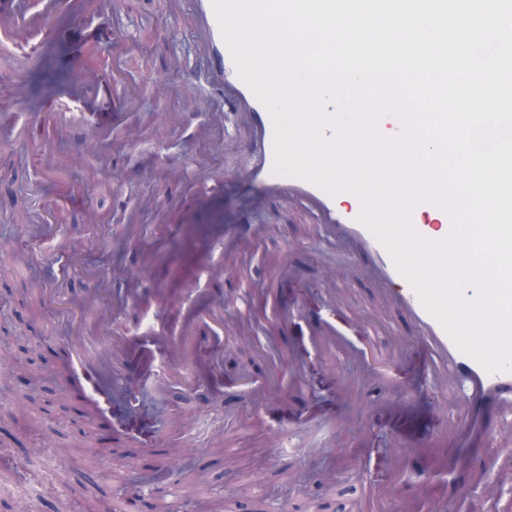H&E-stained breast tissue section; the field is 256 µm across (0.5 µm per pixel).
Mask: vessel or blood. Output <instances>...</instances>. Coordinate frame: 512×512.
Segmentation results:
<instances>
[{
	"mask_svg": "<svg viewBox=\"0 0 512 512\" xmlns=\"http://www.w3.org/2000/svg\"><path fill=\"white\" fill-rule=\"evenodd\" d=\"M37 7L23 17L0 16V46L12 48L39 43L43 39L47 18L80 17L84 0H36ZM195 20L200 32L201 51L209 64L208 79L212 95L234 102L240 108V121L254 146V162L247 170L249 179L261 182L270 191L293 199L308 208L325 225L330 237L353 242L374 258L373 275L383 288L387 302L401 308L419 330L418 340L424 349L425 363L431 371L438 391L447 393L456 419L444 440L403 441L407 455H433L445 472H457L462 466L460 449L474 448L489 452L494 480L486 502L488 512H512V483L501 484L505 472L512 470V450L492 449L489 436L477 420L486 405L495 409V423L512 422V369L491 371L454 341L441 320L424 304L420 294L397 266L389 248L364 224L360 215L362 201L351 191L332 195L316 183L273 172L275 131L268 108L250 84L242 77L219 21L214 0H195ZM413 230L430 242L445 240L451 233L452 221L442 207L421 201L410 212ZM328 321L325 341L342 336H365L366 321L350 317L329 303H322Z\"/></svg>",
	"mask_w": 512,
	"mask_h": 512,
	"instance_id": "1",
	"label": "vessel or blood"
}]
</instances>
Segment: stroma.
Masks as SVG:
<instances>
[{
	"mask_svg": "<svg viewBox=\"0 0 512 512\" xmlns=\"http://www.w3.org/2000/svg\"><path fill=\"white\" fill-rule=\"evenodd\" d=\"M192 0H116L114 10L59 24L63 40L33 65L0 53V431L16 435L14 464L32 477L15 483L0 464V512L36 499L59 512H99L132 486L139 512H351L369 498V481L396 491L384 512L448 478L425 456L399 472L384 462L402 428L382 411L395 394L419 413L407 428L443 437L452 422L444 397L417 364V332L383 301L370 259L322 236L301 204L246 180L254 160L246 136L221 104L207 108L185 93L204 67L191 24ZM92 71L80 101H58L42 77L56 53ZM142 91L127 108L114 75ZM110 128L99 138V128ZM51 145L64 170L48 175L33 152ZM262 232L238 240L235 225ZM81 248L79 267L42 255ZM60 286L80 314L81 335L102 360V382L64 363L69 325L52 307L34 316L22 289ZM259 296H250V289ZM334 289L339 308L368 320L384 372L372 373L363 343L354 357L317 344L324 327L317 300ZM118 336L121 347L104 339ZM179 340L189 360L156 355L133 376L130 348L152 337ZM36 345L28 372H10L19 346ZM276 381L277 395L255 403L250 384ZM135 394L132 412L114 403ZM34 394L44 412L19 419L16 403Z\"/></svg>",
	"mask_w": 512,
	"mask_h": 512,
	"instance_id": "obj_1",
	"label": "stroma"
}]
</instances>
